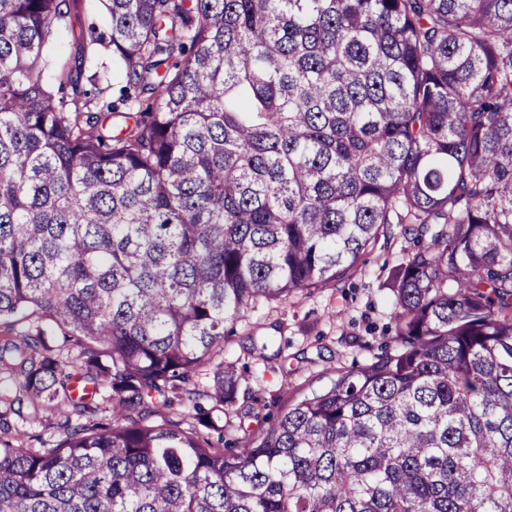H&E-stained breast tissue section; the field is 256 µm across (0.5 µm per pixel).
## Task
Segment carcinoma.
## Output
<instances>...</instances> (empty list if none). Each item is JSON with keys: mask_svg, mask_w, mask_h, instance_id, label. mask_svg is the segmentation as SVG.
<instances>
[{"mask_svg": "<svg viewBox=\"0 0 512 512\" xmlns=\"http://www.w3.org/2000/svg\"><path fill=\"white\" fill-rule=\"evenodd\" d=\"M76 2L0 0V512H512V0ZM401 224L397 348L213 446L226 323ZM77 7V13L82 23L93 21L100 27L107 24L108 16L98 0H79ZM28 434L21 435L19 442L25 448H51L55 446L62 439L63 435L57 428L55 417L49 414H41L39 418L24 428ZM39 436L41 439L36 440V437L29 438L28 436ZM40 441L44 443L40 444Z\"/></svg>", "mask_w": 512, "mask_h": 512, "instance_id": "cac0c4a2", "label": "carcinoma"}]
</instances>
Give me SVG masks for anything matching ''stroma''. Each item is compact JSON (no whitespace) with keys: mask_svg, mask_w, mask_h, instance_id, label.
<instances>
[{"mask_svg":"<svg viewBox=\"0 0 512 512\" xmlns=\"http://www.w3.org/2000/svg\"><path fill=\"white\" fill-rule=\"evenodd\" d=\"M416 248L413 236L379 240L349 279L263 303L233 325L224 339V361L249 370V396L233 411L248 430L260 422L251 404L284 412L312 393L329 389L339 370L365 363L370 352L393 349L391 271Z\"/></svg>","mask_w":512,"mask_h":512,"instance_id":"1","label":"stroma"}]
</instances>
